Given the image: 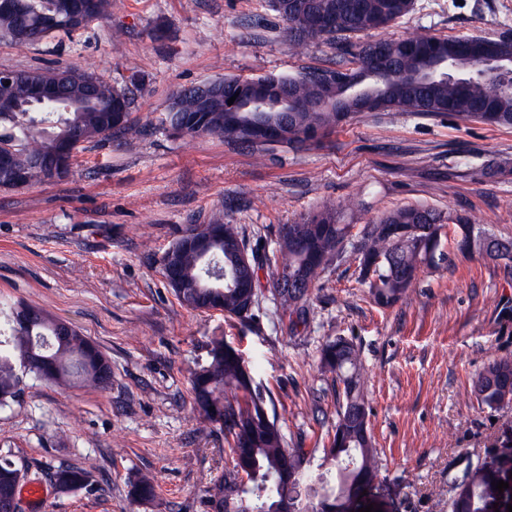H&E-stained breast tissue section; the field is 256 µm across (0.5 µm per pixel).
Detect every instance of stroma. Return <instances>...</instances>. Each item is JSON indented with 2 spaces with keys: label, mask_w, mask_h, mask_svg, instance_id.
I'll use <instances>...</instances> for the list:
<instances>
[{
  "label": "stroma",
  "mask_w": 512,
  "mask_h": 512,
  "mask_svg": "<svg viewBox=\"0 0 512 512\" xmlns=\"http://www.w3.org/2000/svg\"><path fill=\"white\" fill-rule=\"evenodd\" d=\"M269 0H112L95 38L59 35L34 45L0 41V70L55 62L121 85L132 72L134 130L80 153L55 184L0 190V298L63 319L108 357L100 390L30 377L0 408V456L50 486L20 512H210L206 489L232 466L224 435L194 409L190 372L213 337L257 363L292 448L322 457L340 398L321 373L320 350L351 341L363 361L364 397L379 474L357 507L448 512L450 472L492 464L512 477V405L482 406L472 381L512 359V269L478 253L420 266L408 297L372 304L355 266L337 261L310 290L306 329L290 335L260 271L252 323L181 305L166 288L162 254L190 224L236 225L247 247L272 252L278 230L337 206L352 236L386 211L423 205L468 215L512 240V127L393 110L352 115L320 142L274 145L265 156L219 137H178L160 120L177 89L226 76L295 75L347 65L346 48L299 47ZM512 36V0H414L377 39ZM81 468L88 487L53 489L58 469ZM153 477L139 503L128 482Z\"/></svg>",
  "instance_id": "1"
}]
</instances>
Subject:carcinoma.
Instances as JSON below:
<instances>
[{"mask_svg":"<svg viewBox=\"0 0 512 512\" xmlns=\"http://www.w3.org/2000/svg\"><path fill=\"white\" fill-rule=\"evenodd\" d=\"M18 8L0 11V37L15 43L34 44L56 34L67 36L86 31L111 19V0H94L93 18L84 23L71 19L74 0H17ZM272 9L287 23L288 37L298 46L340 43L352 35L386 28L413 9V0H271ZM500 56L512 58V38L475 36ZM458 39L428 34L385 41L386 52L374 67L365 64L363 53L369 41L353 46L350 66L343 75L371 89L374 95L360 101L347 97L343 87L330 81L332 70H310L287 78L293 100L327 103L292 111L287 135L281 143L314 142L352 115L379 110L410 112L424 116L452 113L485 123L512 127V92L492 94V74L461 79H422L419 71L428 64L445 67L457 56ZM69 73L70 112H0V189L12 190V177L19 174L27 185L45 182L47 160L67 152L62 177H67L75 155L90 144H99L116 134L131 131L133 103L125 88H118L94 73L70 66L19 71L22 81L45 86ZM276 76L225 77L213 81L219 90L206 98L200 86L177 90L167 107L165 123L176 136H219L257 152L269 143L249 137L251 112L240 108L244 100L263 101L275 87ZM233 104H228L231 97ZM453 228L456 249L461 253H487L486 235L461 216L421 206H405L385 213L378 223L368 224L358 240L345 249L350 225L341 223L338 208L323 207L288 225V234H278L270 261V279L277 289L280 277L303 282L300 295L274 299L289 333L308 323V291L333 260L346 256L356 265L360 281L379 308H388L407 297L418 267L446 260L440 250L446 229ZM190 224L173 243L178 248L175 271L159 259L161 273L177 300L191 310L219 311L242 322L255 319L243 311L237 289L232 286L237 260L247 246L233 224L214 218L197 234ZM320 365L332 380L342 385L343 402L337 411L330 447L320 461L304 448H290L275 417L269 414L265 394L256 383L242 354L224 353V339L210 342L206 365L192 372L193 400L204 419L224 431L238 465L207 488L211 512H255L260 499L269 504L288 501L286 512H350L359 491L378 475L376 448L369 428L370 410L362 394L363 365L354 345L339 336L320 351ZM34 376L49 383L80 384L103 389L112 378L106 356L80 331L66 328L62 320L24 303L0 301V406L20 397L25 380ZM481 404L496 409L512 403V359L486 364L473 382ZM23 472L9 458H0V512L14 505L18 512L16 486ZM55 484L62 492L84 487L88 473L67 467L56 471ZM454 490L450 512H483L494 498L490 472L468 465L448 476ZM129 496L150 501L154 484L146 475L129 481Z\"/></svg>","mask_w":512,"mask_h":512,"instance_id":"cac0c4a2","label":"carcinoma"}]
</instances>
